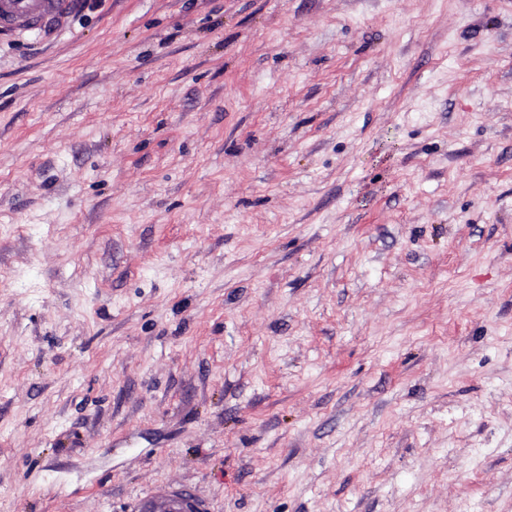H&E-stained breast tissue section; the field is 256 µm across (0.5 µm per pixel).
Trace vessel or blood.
Returning <instances> with one entry per match:
<instances>
[{
  "label": "vessel or blood",
  "instance_id": "obj_1",
  "mask_svg": "<svg viewBox=\"0 0 512 512\" xmlns=\"http://www.w3.org/2000/svg\"><path fill=\"white\" fill-rule=\"evenodd\" d=\"M80 0H0V30L41 36L63 29ZM128 512H212L210 502L190 484L162 483L135 497Z\"/></svg>",
  "mask_w": 512,
  "mask_h": 512
}]
</instances>
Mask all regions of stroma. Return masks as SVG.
I'll return each mask as SVG.
<instances>
[{
  "label": "stroma",
  "mask_w": 512,
  "mask_h": 512,
  "mask_svg": "<svg viewBox=\"0 0 512 512\" xmlns=\"http://www.w3.org/2000/svg\"><path fill=\"white\" fill-rule=\"evenodd\" d=\"M512 512V0H84L0 37V512ZM128 512H212V509L195 486L162 483L135 497Z\"/></svg>",
  "instance_id": "obj_1"
}]
</instances>
